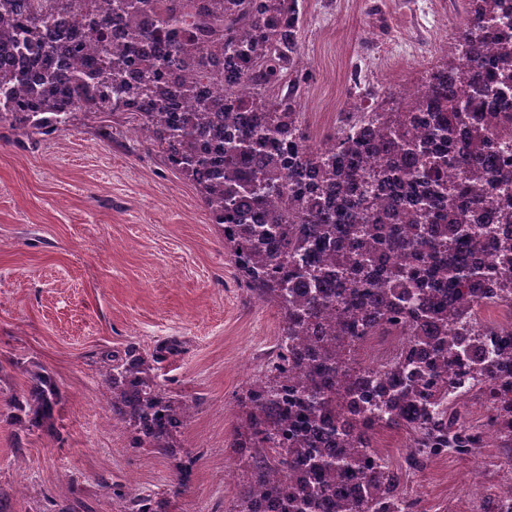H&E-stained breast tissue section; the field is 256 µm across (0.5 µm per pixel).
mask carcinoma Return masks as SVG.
Instances as JSON below:
<instances>
[{
  "mask_svg": "<svg viewBox=\"0 0 512 512\" xmlns=\"http://www.w3.org/2000/svg\"><path fill=\"white\" fill-rule=\"evenodd\" d=\"M0 0V127L69 130L82 110L134 123L191 180L249 290L281 314L275 353L238 398L231 447L244 479L231 512H412L402 474L374 449L409 436L408 463L485 447L448 396L468 384L512 447V341L478 322L512 305V32L505 0H470L424 90L352 112L317 148L300 99L303 0ZM78 21L73 38L54 18ZM35 73L16 67L15 50ZM93 50L98 66L65 70ZM425 130L411 138L415 123ZM457 179H448V170ZM483 216L474 230L465 213ZM394 330L386 366L354 347ZM172 339L100 353L112 419L174 458L193 406L159 381ZM8 424L54 427L58 385L23 368ZM138 493L122 512H168Z\"/></svg>",
  "mask_w": 512,
  "mask_h": 512,
  "instance_id": "1",
  "label": "carcinoma"
}]
</instances>
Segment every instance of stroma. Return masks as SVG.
Wrapping results in <instances>:
<instances>
[{
    "label": "stroma",
    "instance_id": "35a3bbf8",
    "mask_svg": "<svg viewBox=\"0 0 512 512\" xmlns=\"http://www.w3.org/2000/svg\"><path fill=\"white\" fill-rule=\"evenodd\" d=\"M302 62L311 73L301 110L312 144L336 125L352 93L358 63L381 51L370 27L408 28L406 0H303ZM277 308L238 278L196 186L148 149L131 123L96 112L76 128L35 138L0 127V398L22 394V365L54 374L62 395L52 432L15 438L0 421V498L8 512H57L79 500L85 512H120L103 477L128 494L169 498L172 512H229L239 492L231 446L238 395L270 355ZM176 338L179 354L160 380L195 402L178 436L194 463L183 494L172 496L175 460L132 445L112 419L100 376V351ZM377 443L403 470V492L419 512H448L489 478L500 455L487 437L471 456L407 468L405 432Z\"/></svg>",
    "mask_w": 512,
    "mask_h": 512
}]
</instances>
